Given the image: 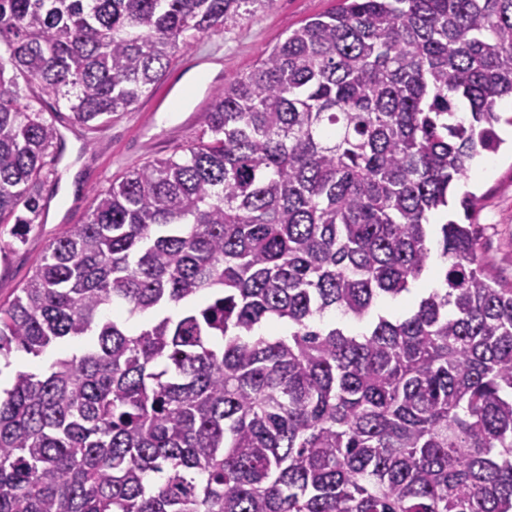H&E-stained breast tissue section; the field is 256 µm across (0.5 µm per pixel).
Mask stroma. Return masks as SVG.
I'll return each instance as SVG.
<instances>
[{
	"instance_id": "obj_1",
	"label": "stroma",
	"mask_w": 512,
	"mask_h": 512,
	"mask_svg": "<svg viewBox=\"0 0 512 512\" xmlns=\"http://www.w3.org/2000/svg\"><path fill=\"white\" fill-rule=\"evenodd\" d=\"M335 2L273 0L208 30L175 55L161 83L94 129L73 127L67 109L37 85L20 83L25 102L52 114L63 145L46 158L39 186L43 209L25 244L6 250L12 227L0 225V301L12 299L24 286L51 240L70 225L84 223L94 190L109 188L134 166L181 153L194 143L206 126L215 90L253 70L265 50ZM464 188L480 199L476 222L485 261L500 280L512 283V142L479 158Z\"/></svg>"
}]
</instances>
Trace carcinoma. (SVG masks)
Wrapping results in <instances>:
<instances>
[{
    "label": "carcinoma",
    "instance_id": "obj_1",
    "mask_svg": "<svg viewBox=\"0 0 512 512\" xmlns=\"http://www.w3.org/2000/svg\"><path fill=\"white\" fill-rule=\"evenodd\" d=\"M273 0H0V224L60 141ZM512 0H338L93 192L0 303V512H512V284L437 226L512 118ZM400 314L383 306L422 280ZM138 315L134 330L122 314Z\"/></svg>",
    "mask_w": 512,
    "mask_h": 512
}]
</instances>
